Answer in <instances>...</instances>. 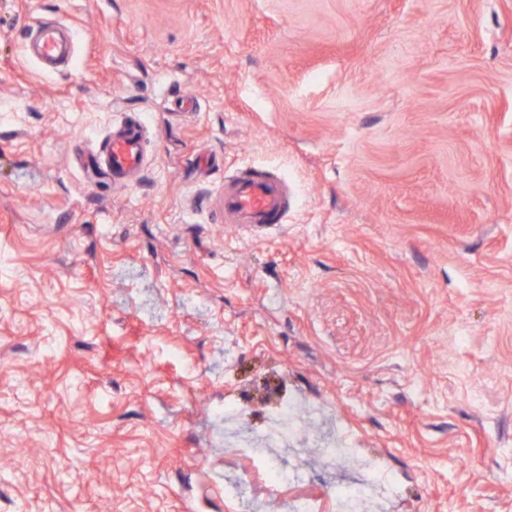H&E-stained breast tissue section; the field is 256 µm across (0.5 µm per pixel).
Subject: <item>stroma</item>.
I'll use <instances>...</instances> for the list:
<instances>
[{
    "instance_id": "stroma-1",
    "label": "stroma",
    "mask_w": 512,
    "mask_h": 512,
    "mask_svg": "<svg viewBox=\"0 0 512 512\" xmlns=\"http://www.w3.org/2000/svg\"><path fill=\"white\" fill-rule=\"evenodd\" d=\"M245 167L284 223L225 224ZM246 443L328 512H512V0H0V512H293ZM25 57L43 68L57 70L74 57V35L69 25L61 22L42 24L26 35ZM145 125L137 117H126L113 125L104 140L103 152L94 166L115 189L128 185L143 168Z\"/></svg>"
}]
</instances>
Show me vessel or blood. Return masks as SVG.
Wrapping results in <instances>:
<instances>
[{"instance_id": "vessel-or-blood-1", "label": "vessel or blood", "mask_w": 512, "mask_h": 512, "mask_svg": "<svg viewBox=\"0 0 512 512\" xmlns=\"http://www.w3.org/2000/svg\"><path fill=\"white\" fill-rule=\"evenodd\" d=\"M23 53L43 68L58 69L74 57L73 32L60 22L34 27L26 35ZM144 140L145 125L137 117L122 119L108 133L94 165L113 188L126 187L142 170ZM220 205L225 223L265 226L283 223L288 198L279 179L255 170L225 179Z\"/></svg>"}]
</instances>
